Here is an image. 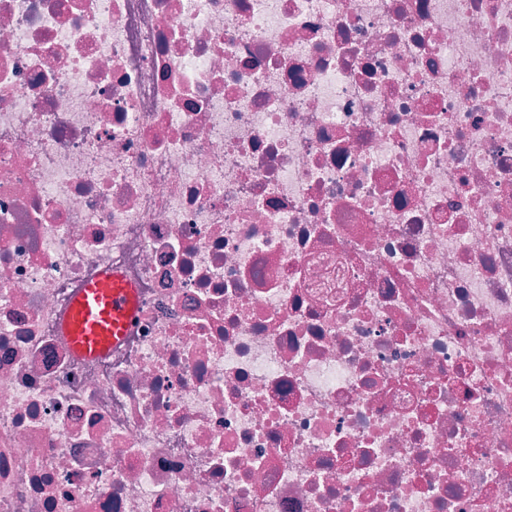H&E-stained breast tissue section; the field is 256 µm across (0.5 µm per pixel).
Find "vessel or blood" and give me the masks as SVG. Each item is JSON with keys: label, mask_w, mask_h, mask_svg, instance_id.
Returning <instances> with one entry per match:
<instances>
[{"label": "vessel or blood", "mask_w": 512, "mask_h": 512, "mask_svg": "<svg viewBox=\"0 0 512 512\" xmlns=\"http://www.w3.org/2000/svg\"><path fill=\"white\" fill-rule=\"evenodd\" d=\"M136 287L117 267L100 271L78 288L59 320L62 342L93 361L117 347L138 315Z\"/></svg>", "instance_id": "obj_1"}]
</instances>
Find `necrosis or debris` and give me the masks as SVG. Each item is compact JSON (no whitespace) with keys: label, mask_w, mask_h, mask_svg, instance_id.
Instances as JSON below:
<instances>
[{"label":"necrosis or debris","mask_w":512,"mask_h":512,"mask_svg":"<svg viewBox=\"0 0 512 512\" xmlns=\"http://www.w3.org/2000/svg\"><path fill=\"white\" fill-rule=\"evenodd\" d=\"M0 512H512V0H0ZM138 311L134 283L108 267L75 291L59 320L61 340L76 357L94 361L124 340Z\"/></svg>","instance_id":"necrosis-or-debris-1"}]
</instances>
